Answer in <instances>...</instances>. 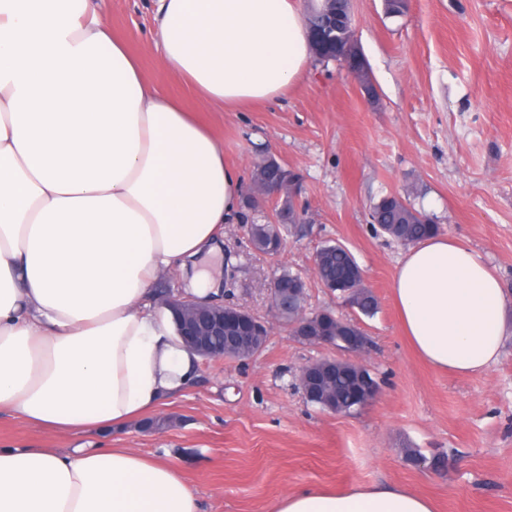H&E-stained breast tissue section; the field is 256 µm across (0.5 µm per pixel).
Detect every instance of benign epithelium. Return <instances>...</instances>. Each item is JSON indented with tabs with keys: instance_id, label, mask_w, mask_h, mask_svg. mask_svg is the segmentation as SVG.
I'll list each match as a JSON object with an SVG mask.
<instances>
[{
	"instance_id": "7a95c632",
	"label": "benign epithelium",
	"mask_w": 512,
	"mask_h": 512,
	"mask_svg": "<svg viewBox=\"0 0 512 512\" xmlns=\"http://www.w3.org/2000/svg\"><path fill=\"white\" fill-rule=\"evenodd\" d=\"M338 65L357 80L358 91L363 98L373 103L377 90L369 76L368 64L354 37H349L342 47ZM296 188L288 181L268 184L258 189L254 205L263 209L267 205L285 215L284 201L295 202ZM266 293L270 300L272 317L280 318L274 298L297 291L295 287L272 278L267 281ZM161 304L169 307L176 315L177 335L183 345L199 356L204 363L222 360L228 356L250 358L265 346L268 336V322L241 307L226 306L224 303H210L186 299L170 292L161 296ZM299 343L309 342L313 347H332L347 355L359 356L370 351L372 339L359 324L345 326L336 336H302L295 334Z\"/></svg>"
}]
</instances>
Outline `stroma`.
I'll return each instance as SVG.
<instances>
[{
  "label": "stroma",
  "instance_id": "1",
  "mask_svg": "<svg viewBox=\"0 0 512 512\" xmlns=\"http://www.w3.org/2000/svg\"><path fill=\"white\" fill-rule=\"evenodd\" d=\"M99 19L138 57L145 74L210 124L224 157L253 193L254 167L271 157L299 173L307 220L278 257L257 253L240 211L224 227L215 270L225 303L268 319L252 358L199 364L195 386L161 407L162 430L131 424L92 443L172 462L207 512H268L305 486L347 491L391 484L432 499L436 512H512V338L502 359L476 376L433 369L403 336L391 285L404 246L376 231L370 207L409 195L442 234L462 239L497 272L512 322V0H408L389 15L383 0H352L355 34L378 89L366 103L336 63L310 62L287 96L216 114L179 76L163 71L153 43L151 0H94ZM342 244L380 307L371 317L311 285L310 302L357 318L373 340L363 365L382 383L363 410L336 414L294 386L304 364L335 357L295 342L270 318L261 282L280 268L312 273L317 249ZM59 444L22 419L0 415V445ZM447 454L444 471L414 465L408 450Z\"/></svg>",
  "mask_w": 512,
  "mask_h": 512
}]
</instances>
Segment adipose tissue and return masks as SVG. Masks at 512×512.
Segmentation results:
<instances>
[{
  "label": "adipose tissue",
  "mask_w": 512,
  "mask_h": 512,
  "mask_svg": "<svg viewBox=\"0 0 512 512\" xmlns=\"http://www.w3.org/2000/svg\"><path fill=\"white\" fill-rule=\"evenodd\" d=\"M155 46L213 112L275 100L310 61L300 0H152ZM90 0H0V412L57 436L120 430L191 384L197 356L153 298L203 263L240 209L224 145L145 75ZM391 295L432 367L479 375L504 353L507 298L484 259L430 236ZM0 512H205L168 460L131 448H0ZM269 512H434L391 485L305 487Z\"/></svg>",
  "instance_id": "1"
}]
</instances>
